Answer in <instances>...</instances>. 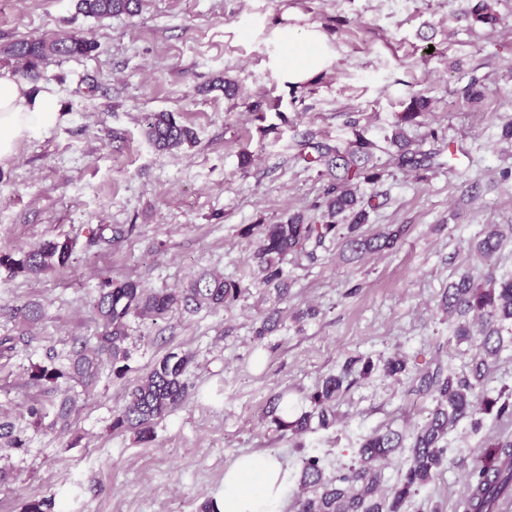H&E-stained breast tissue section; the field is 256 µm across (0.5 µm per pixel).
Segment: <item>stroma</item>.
Listing matches in <instances>:
<instances>
[{
    "instance_id": "stroma-1",
    "label": "stroma",
    "mask_w": 512,
    "mask_h": 512,
    "mask_svg": "<svg viewBox=\"0 0 512 512\" xmlns=\"http://www.w3.org/2000/svg\"><path fill=\"white\" fill-rule=\"evenodd\" d=\"M77 3L0 0V44L61 34L97 44L90 55L49 61L32 85L53 95L60 119L0 162V248L18 257L91 225L135 230L108 250L78 246L71 267L49 275L0 269V337L15 344L0 354V422L27 440L0 446V512L49 496L58 512H198L240 455H276L293 474L302 447L341 467L367 434L423 422L433 403L417 393L419 376L462 372L472 354L440 299L460 272L486 273L469 247L486 225L507 231L496 268L512 275V142L502 137L512 121V0H496L492 30L472 25L469 0H142L138 15L104 19ZM254 17L319 28L336 52L330 71L282 82L265 35L239 33ZM473 77L484 92L477 102L465 94ZM415 95L431 98L432 110L409 133L437 130L441 167L400 170L382 152L381 180L360 186L377 204L365 232L402 228L395 248L350 261L341 240H329L315 261L286 264L284 300L256 288L258 238L244 227L313 212L330 183L303 160L304 144L343 147L358 130L384 143ZM156 112L172 113L194 142L158 150L146 122ZM202 272L240 282L239 300L131 321L126 378L105 365L91 390L61 381L75 400L69 426L30 425L29 407L54 398L31 381L32 366H65L92 342L104 279L171 290ZM27 303L44 312L30 329L13 316ZM274 307L281 328L257 338ZM171 352L195 356L187 400L155 424L150 442L113 429L131 383ZM395 355L407 362L397 380L383 372ZM353 360L373 370L352 373L334 427L276 431L277 395L307 410L309 395ZM510 433L512 421L490 415L480 430L466 422L450 430L440 476L406 512H461L486 436Z\"/></svg>"
}]
</instances>
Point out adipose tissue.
Masks as SVG:
<instances>
[{"label":"adipose tissue","instance_id":"ef3b65f1","mask_svg":"<svg viewBox=\"0 0 512 512\" xmlns=\"http://www.w3.org/2000/svg\"><path fill=\"white\" fill-rule=\"evenodd\" d=\"M267 31L274 48L270 66L291 85L305 83L328 71L335 52L323 33L313 25L267 27L256 20L241 31L249 37ZM59 114L50 93H31L29 86L0 75V160L11 156L15 143L34 132L53 127ZM288 489V472L278 457L242 455L224 470V490L215 495L217 512H274Z\"/></svg>","mask_w":512,"mask_h":512}]
</instances>
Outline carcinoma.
<instances>
[{
	"instance_id": "obj_1",
	"label": "carcinoma",
	"mask_w": 512,
	"mask_h": 512,
	"mask_svg": "<svg viewBox=\"0 0 512 512\" xmlns=\"http://www.w3.org/2000/svg\"><path fill=\"white\" fill-rule=\"evenodd\" d=\"M140 0H80L81 10L95 17L122 14L133 16ZM469 17L476 24L496 28L499 17L492 0H470ZM96 49L94 40L78 34L57 39H19L0 46V60L28 78H40L41 65L51 57L88 55ZM431 100L413 96L394 125L390 142L397 148L396 167L402 170H428L434 165L436 152H424L418 141L409 137L407 127L420 124L418 118L430 111ZM148 135L162 151H170L192 140L193 132L178 123L170 112H159L148 123ZM314 154L304 156L307 163L321 168L331 182L323 201L321 215L313 219L303 211L288 215L277 224H256L244 229L245 235L258 233L259 243L252 260L262 274L259 285L273 289L276 298L288 294V278L283 269L287 260L299 265L312 262L317 250L328 239H339L352 258L364 253L390 250L401 230L367 236L363 227L369 222L371 200L359 192L361 183L378 181L383 171L374 163L378 144L356 132L346 146L318 143ZM133 231L119 224H98L88 228L87 246L110 249ZM505 234L495 224L486 226L482 237L471 245L487 264L482 282L469 272L458 274L441 299L448 317L457 320L455 334L460 342L475 346V353L462 374H444L440 369L418 379L416 392L432 398L433 408L423 423L410 432L374 431L360 445L358 461L349 466L329 469L326 459L306 452L297 473L298 492L293 512H405L409 499L438 476L445 462V439L448 431L467 421L474 430L482 427L481 415L496 414L500 420H512V391L499 390L493 397L487 392V376L505 346L512 345V276L496 273L495 258ZM77 238L47 239L17 259L9 250L0 249V268L14 276H39L69 267L76 253ZM243 292L240 283L222 275L203 273L178 290L155 291L132 278H107L94 300L97 315V346L88 355L73 353L68 367L62 369L33 366L31 380L51 386L67 377L89 388L96 381L100 366L107 362L112 374L123 378L130 371L128 347L129 321L132 318L155 321L182 308L195 311L202 307L218 309L234 304ZM193 363L190 353H170L151 371L139 378L128 393L126 405L112 421V429L135 431L147 442L154 424L182 404L189 395L187 373ZM349 371L325 378L311 396L312 409L299 415H273L276 429L296 435L312 430V425L328 429L336 424V397L347 382ZM74 400L61 398L54 406L53 424L69 425ZM408 449V466L397 487L383 491L382 463L398 449ZM467 476V494L460 502L463 512H497L498 502L512 494V436H499L488 444Z\"/></svg>"
}]
</instances>
